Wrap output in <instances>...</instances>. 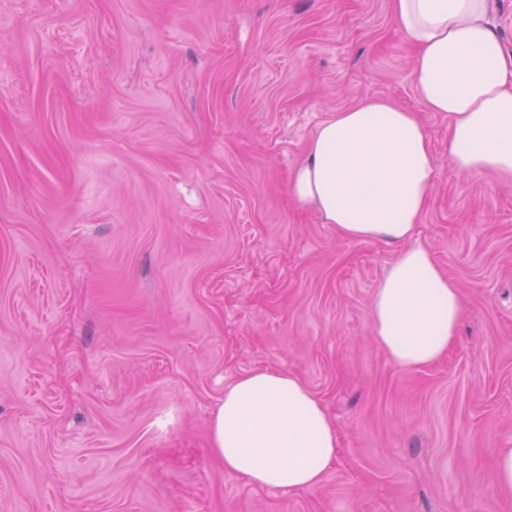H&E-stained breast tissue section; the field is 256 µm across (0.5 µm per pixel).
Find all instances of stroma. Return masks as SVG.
<instances>
[{"label":"stroma","instance_id":"1","mask_svg":"<svg viewBox=\"0 0 512 512\" xmlns=\"http://www.w3.org/2000/svg\"><path fill=\"white\" fill-rule=\"evenodd\" d=\"M412 65L389 0H0V512H512V184L453 168ZM367 96L430 136L417 237L464 302L417 368L369 317L396 247L288 187ZM260 370L336 425L314 491L210 451ZM496 480L501 489L512 491V448L498 449Z\"/></svg>","mask_w":512,"mask_h":512}]
</instances>
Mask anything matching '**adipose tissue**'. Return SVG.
<instances>
[{
    "instance_id": "obj_1",
    "label": "adipose tissue",
    "mask_w": 512,
    "mask_h": 512,
    "mask_svg": "<svg viewBox=\"0 0 512 512\" xmlns=\"http://www.w3.org/2000/svg\"><path fill=\"white\" fill-rule=\"evenodd\" d=\"M414 49L413 81L428 112L448 119V156L461 173L512 181V56L488 20L493 0H389ZM435 175L430 137L416 113L367 97L330 113L290 179L346 240L399 251L375 290V339L403 368L433 363L462 318L456 282L416 239ZM210 446L227 471L286 492L316 489L336 457V429L297 376L256 371L224 388Z\"/></svg>"
}]
</instances>
